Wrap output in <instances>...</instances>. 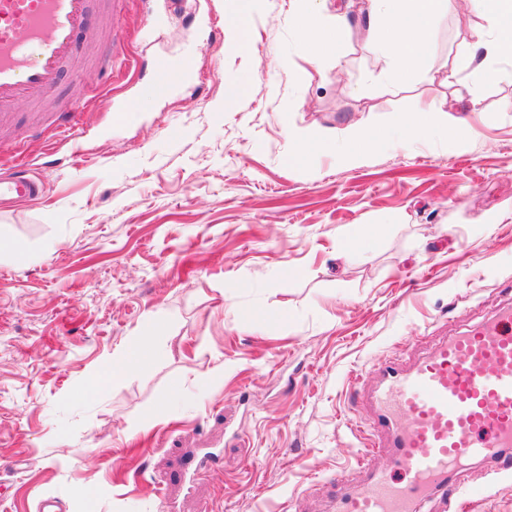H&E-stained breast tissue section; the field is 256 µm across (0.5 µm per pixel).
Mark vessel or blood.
Instances as JSON below:
<instances>
[{"instance_id":"1","label":"vessel or blood","mask_w":512,"mask_h":512,"mask_svg":"<svg viewBox=\"0 0 512 512\" xmlns=\"http://www.w3.org/2000/svg\"><path fill=\"white\" fill-rule=\"evenodd\" d=\"M90 6L91 0H0V119L55 87L61 69L79 55L77 35ZM154 75L162 91L183 78L163 59ZM98 92L83 87L48 119V128L69 136L82 130L84 110ZM41 192L23 165L0 171V199ZM374 373L378 385L360 464L368 466L378 448L388 449L389 463L343 500L342 512H413V502L430 492L464 512L458 476L466 462L482 458L512 469V306L443 340L414 365L387 358Z\"/></svg>"}]
</instances>
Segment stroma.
Masks as SVG:
<instances>
[{
    "label": "stroma",
    "mask_w": 512,
    "mask_h": 512,
    "mask_svg": "<svg viewBox=\"0 0 512 512\" xmlns=\"http://www.w3.org/2000/svg\"><path fill=\"white\" fill-rule=\"evenodd\" d=\"M234 8L129 0L82 136L24 142L44 189L0 204V239L28 252L0 253V512L47 497L59 512H335L363 486L372 365L415 362L512 297V79L485 83L475 112L441 78L473 80L456 46L483 18H439L428 71L394 94L358 33L318 68L290 0H258L244 52ZM159 57L186 75L164 94ZM78 79L98 75L66 68L16 108L0 161ZM421 101L448 118L412 135L400 120ZM288 125L386 143L354 167L295 160ZM146 336L155 356L89 396ZM461 481L469 512H512V471L476 459Z\"/></svg>",
    "instance_id": "1"
}]
</instances>
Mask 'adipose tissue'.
Masks as SVG:
<instances>
[{"label": "adipose tissue", "mask_w": 512, "mask_h": 512, "mask_svg": "<svg viewBox=\"0 0 512 512\" xmlns=\"http://www.w3.org/2000/svg\"><path fill=\"white\" fill-rule=\"evenodd\" d=\"M326 0H301L290 21L299 41L300 54L315 66L340 53L352 25L346 15H336L333 23H323ZM473 12L484 18L482 26L471 30L456 48L459 61L476 64L478 83L464 89L472 110L482 103L481 85L504 78L498 66L501 58L512 59V0H469ZM456 6V0H367V25L363 46L387 62L385 72L390 89L407 86L426 70L436 54V21Z\"/></svg>", "instance_id": "obj_1"}]
</instances>
